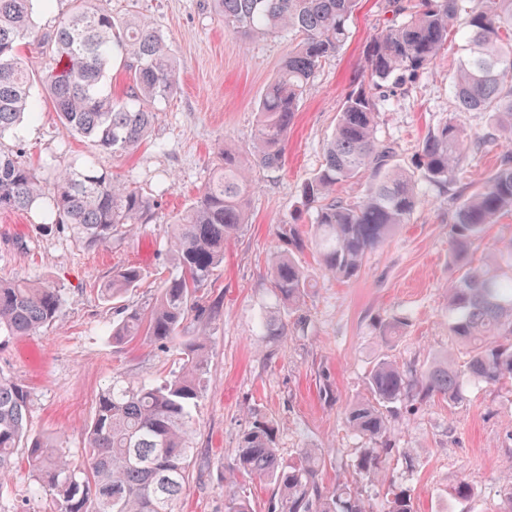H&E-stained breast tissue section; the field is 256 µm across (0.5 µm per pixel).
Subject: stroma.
I'll return each mask as SVG.
<instances>
[{
  "label": "stroma",
  "instance_id": "obj_1",
  "mask_svg": "<svg viewBox=\"0 0 512 512\" xmlns=\"http://www.w3.org/2000/svg\"><path fill=\"white\" fill-rule=\"evenodd\" d=\"M98 4L120 22L146 19L171 44L181 77L178 94L159 105L147 139L126 156H110L67 136L49 104L37 121L1 139L0 148H24L36 165L52 168L94 159L154 194L160 207L153 222L134 234L92 248L45 229L35 213H0V279L46 280L61 287L64 297L53 326L20 340L0 339V374L29 387L30 434L61 437L76 455L96 397L113 378L152 382L177 370L176 352L149 338L113 345V309L96 288L116 267L133 264L144 280L124 302L138 305L150 298L172 270L174 218L195 201L225 147L236 148L251 166L255 191L245 231L225 245L224 263L205 288L220 313L208 324L206 389L193 411L195 464L181 510L224 512L222 478L255 409L281 423L282 454L322 447L328 461L322 482L332 485L347 476V461L366 445L348 430L343 411L365 394L371 361L385 355L423 368L450 349L458 361L466 359L448 334V286L458 275L448 261L454 210L436 189H426L424 204L409 222L374 249L350 280L323 276L311 247L298 251L317 282L306 301L305 330L294 328V315L271 288L276 228L295 216L303 231L311 229L313 213L297 211L299 190L322 167L337 114L365 75V47L383 25L382 0H360L350 38L317 70L288 132L284 163L275 170L253 165L248 149L258 102L288 53V35L245 37L225 26L210 0ZM463 53L459 35L449 31L448 45L431 68L381 110L377 136L396 146L402 166H411L428 132L446 121L469 131L487 126L486 113L455 108L451 74ZM267 315L290 323L287 337L262 336L260 322ZM393 316L407 317L410 328L387 345L375 324ZM326 385L332 398L322 394ZM391 439L388 471L397 486L410 489L416 512H501L504 476L512 468V379L496 386L467 382L453 405L440 399L397 405ZM462 480L474 488L465 501L453 496ZM33 488L28 469L18 466L0 495V512H48Z\"/></svg>",
  "mask_w": 512,
  "mask_h": 512
}]
</instances>
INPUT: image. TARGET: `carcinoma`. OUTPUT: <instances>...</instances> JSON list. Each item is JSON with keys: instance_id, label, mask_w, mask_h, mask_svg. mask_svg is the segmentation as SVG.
<instances>
[{"instance_id": "1", "label": "carcinoma", "mask_w": 512, "mask_h": 512, "mask_svg": "<svg viewBox=\"0 0 512 512\" xmlns=\"http://www.w3.org/2000/svg\"><path fill=\"white\" fill-rule=\"evenodd\" d=\"M50 9L56 0H0V137L41 112L38 83L47 92L66 133L99 151L126 155L141 144L155 119L154 107L179 89V69L166 39L143 20L118 23L96 0H70L69 12L50 29L34 31L35 2ZM359 0H212L224 25L245 35L291 36L288 56L257 107L250 148L255 162L277 169L284 160L288 129L299 103L311 90L322 63L347 41ZM391 18L367 44L364 84L346 97L334 135L325 146L323 167L301 186L302 209L314 212V245L325 274L357 275L367 256L406 224L423 205L424 181L448 195L455 220L448 230L453 264L465 259L487 225L512 209V0H384ZM463 31L466 45L452 78L460 112H484L490 128L469 133L452 122L421 142L413 168L394 163L397 149L376 136L384 102L433 65L448 44V31ZM30 39L45 59L30 65L19 53ZM129 73L127 89L112 92V67ZM506 140L495 171L472 189L460 179L469 152L497 137ZM369 181L365 196L352 201L337 192L347 182ZM255 190L239 152L224 148L194 203L173 222L170 260L174 271L141 306H118L112 343L138 336L180 350L177 371L151 383L115 378L99 392L85 428L84 461L77 464L54 439L30 436L29 388L0 376V494L8 488L18 454L28 465L34 488L50 498L54 512H179L190 489L194 449L192 410L201 397L209 351L206 331L184 335L192 318L207 323L219 313L203 287L224 263V243L243 232L248 201ZM158 199L131 187L91 162L45 177L24 159L23 149L0 151V211L39 212L40 223L67 231L87 247L153 221ZM280 251L271 267V287L284 307L298 314L313 287L310 274L292 249L303 247L300 225H278ZM135 266H121L97 288L105 302H116L140 286ZM61 289L41 281L0 280V334L30 336L57 322ZM263 335H288V323L268 317ZM408 318L378 322L381 339L395 340ZM448 335L469 348L456 366L446 354L423 369H404L378 359L367 376L369 396L344 410L350 432L373 444L353 461L354 473L385 495V512H414L410 494L387 477L386 458L392 408L397 403L435 397L455 403L464 382L495 385L512 379V248L491 253L448 288ZM278 422L259 412L238 439L234 474L272 486L265 512H373L363 490L344 480L323 485L326 457L319 448H299L284 458L276 447ZM224 512H256L248 496L224 490Z\"/></svg>"}]
</instances>
